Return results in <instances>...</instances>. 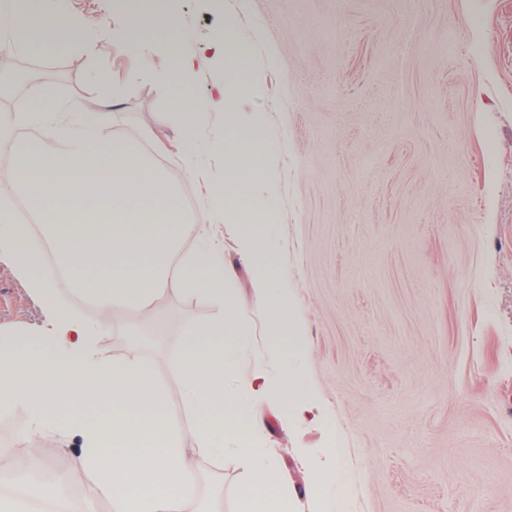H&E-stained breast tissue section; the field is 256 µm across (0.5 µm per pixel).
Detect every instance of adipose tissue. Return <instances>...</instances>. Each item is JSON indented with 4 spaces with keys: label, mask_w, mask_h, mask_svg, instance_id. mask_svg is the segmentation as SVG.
Instances as JSON below:
<instances>
[{
    "label": "adipose tissue",
    "mask_w": 512,
    "mask_h": 512,
    "mask_svg": "<svg viewBox=\"0 0 512 512\" xmlns=\"http://www.w3.org/2000/svg\"><path fill=\"white\" fill-rule=\"evenodd\" d=\"M17 11L0 0V32L27 52L71 50L93 44L95 32L70 25L61 15L44 14L38 0ZM180 20L166 11L140 10L114 35L120 48L161 41L172 52V66L156 74L170 117L187 146L186 168L196 173L198 125L206 112L224 113V139L210 148L224 155V178L212 183L208 213L239 229L237 245L252 269L256 307L266 313L270 335L294 336L282 273L267 246L272 215L266 202L277 194L279 143L264 132V116L251 107L261 91L258 75L239 81L250 65L249 40L232 17L211 46V56L177 52ZM224 63V80L209 98L189 94L196 68L207 58ZM49 124L65 148L48 153L38 140L15 138L17 127ZM0 138L13 140L11 186L0 196L21 193L42 224L59 269L75 290L103 311L86 322L58 303L50 283L38 274L40 258L23 245V228L0 206V250L12 254L20 273L50 313L42 336L11 342L0 336V409L27 413L36 429L77 432L83 448L71 473L104 497L110 512H215V495L187 458L185 436L198 456L223 460L233 451L251 466L237 493L236 512H294L293 498L276 466L256 452L257 429L241 411V397L230 385L235 376L233 345L248 327L234 288L224 272L220 243L204 244L178 260L196 216L182 203L168 171L135 139L106 129L104 113L65 104L54 86H45L29 110L0 116ZM169 290H180L216 306L207 322L186 328L182 357L175 364L185 410L193 423L164 421L166 397L151 364L139 355L104 362L91 339L112 325L114 310H146ZM292 352L281 348V372L270 378L257 370L250 383L251 403L287 392Z\"/></svg>",
    "instance_id": "ef3b65f1"
}]
</instances>
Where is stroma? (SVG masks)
<instances>
[{
  "mask_svg": "<svg viewBox=\"0 0 512 512\" xmlns=\"http://www.w3.org/2000/svg\"><path fill=\"white\" fill-rule=\"evenodd\" d=\"M131 0H42L44 12L107 29L93 50L23 71L0 112L32 102L45 82L107 114L117 137L145 138L181 195L202 199L224 158L185 146L153 73L171 63L150 43L122 50ZM176 11L181 48L196 53L232 15L263 70L255 111L283 145L271 201L272 241L301 328L294 398L315 396L326 417L285 422L287 403L263 407L258 445L280 467L296 512L320 480L324 512H512V0H151ZM106 84L93 87L91 73ZM237 227L193 225L224 247L249 324L236 344L237 387L256 369L279 372L237 251ZM213 305L171 290L152 313L115 311L96 336L101 359L130 352L124 329L155 336L145 356L166 389L167 416L190 426L171 369L182 332ZM48 312L0 251V336H36ZM342 449L339 459L328 451ZM218 512H235L248 466L199 458Z\"/></svg>",
  "mask_w": 512,
  "mask_h": 512,
  "instance_id": "stroma-1",
  "label": "stroma"
}]
</instances>
